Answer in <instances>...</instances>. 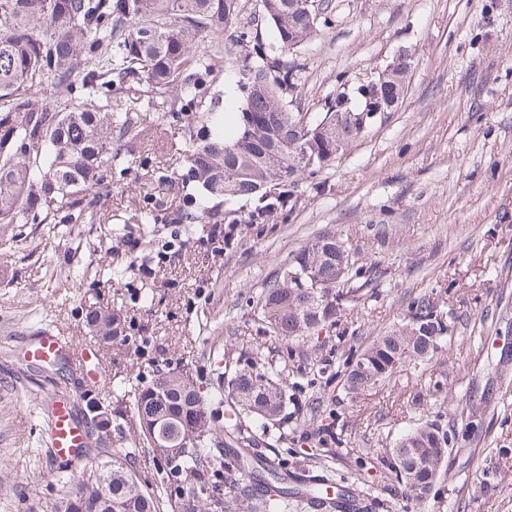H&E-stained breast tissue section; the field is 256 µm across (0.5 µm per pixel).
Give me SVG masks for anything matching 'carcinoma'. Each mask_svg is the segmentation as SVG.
I'll return each instance as SVG.
<instances>
[{"mask_svg": "<svg viewBox=\"0 0 512 512\" xmlns=\"http://www.w3.org/2000/svg\"><path fill=\"white\" fill-rule=\"evenodd\" d=\"M241 0H0V224H84L95 220L100 199L87 192L112 172L155 154L145 138L139 109L146 102L180 122L184 150L144 174L139 191L168 175L192 183L197 195L184 197L171 212L179 224H224L235 220L206 200H254L249 223L263 224L284 210L299 182L336 163L363 138L366 109L389 112L407 91L411 72L396 68L378 88L352 108L340 93L325 98L323 111L303 126L288 101L298 98L303 62L295 49L328 25L325 8L307 14L294 0H256L255 15L236 24ZM273 33L267 42L262 29ZM246 55L234 87L238 101L235 130L224 135V113L202 117L203 90L224 70L231 48ZM58 95L47 96L48 89ZM310 157L311 168L302 165ZM343 241L327 234L304 246L277 271L257 302L262 320L284 341L336 324L339 300L376 279L370 268L351 267ZM305 267L300 281L290 272ZM435 306L423 296L411 302L420 318L376 340L360 357L384 380L406 362L433 356L446 342L444 327L432 319ZM86 321L95 335L115 338L112 315L89 309ZM240 411L267 422L282 420L288 395L273 371L244 366L231 380ZM129 408L142 424L150 411L194 432L189 448L162 454L142 436L138 447L93 457L81 467L56 474L63 495L61 512H97L102 498L110 512H161V494L131 467L133 456L158 459L174 477L194 481L183 512H227L240 486L259 500L262 512H288L284 463L249 460L238 448L216 440L207 395L182 372L157 369L146 383L124 390ZM414 447L396 448L394 459L405 487L426 495L437 479V440L455 437L433 421L410 429ZM227 464V479L208 478ZM341 486L320 485L306 492L312 506L347 512Z\"/></svg>", "mask_w": 512, "mask_h": 512, "instance_id": "carcinoma-1", "label": "carcinoma"}]
</instances>
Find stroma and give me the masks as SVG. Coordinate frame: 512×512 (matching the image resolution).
<instances>
[{"label":"stroma","mask_w":512,"mask_h":512,"mask_svg":"<svg viewBox=\"0 0 512 512\" xmlns=\"http://www.w3.org/2000/svg\"><path fill=\"white\" fill-rule=\"evenodd\" d=\"M326 2L329 25L297 50L303 111L320 112L341 79L386 65L399 47L411 48L414 69L397 111L301 187L292 210L249 224L252 202L228 204L242 222L216 251L203 244L205 225L164 223L181 185L158 181L140 196L134 166L110 182L96 223L0 224V512H55L61 495L49 397L70 393L75 368L26 362L22 340L40 328L100 369L90 395L112 414L108 448L138 437L119 381L169 369L224 393L238 368L270 363L287 384L285 420L237 419L227 400L213 407L217 436L239 426L242 447L357 489L367 512H512V0ZM324 233L380 278L341 302L335 326L277 340L257 299ZM127 234L141 238L138 253L127 252ZM423 295L458 312L451 341L347 393L349 358L405 323ZM92 306L120 315L124 340L93 338ZM466 404L480 427L449 448L426 497L405 496L393 448L420 422L452 425Z\"/></svg>","instance_id":"1"}]
</instances>
